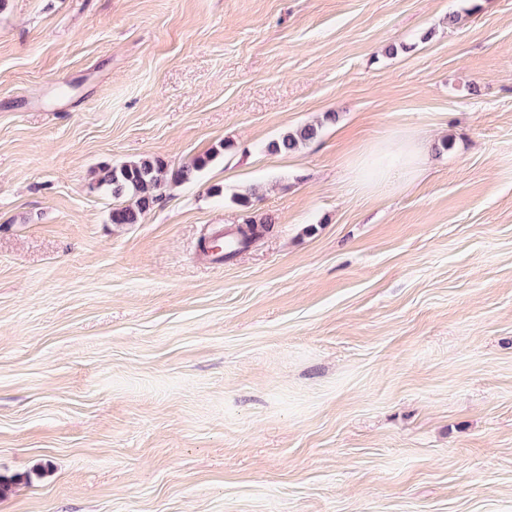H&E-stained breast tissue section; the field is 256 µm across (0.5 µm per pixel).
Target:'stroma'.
Here are the masks:
<instances>
[{"instance_id": "35a3bbf8", "label": "stroma", "mask_w": 512, "mask_h": 512, "mask_svg": "<svg viewBox=\"0 0 512 512\" xmlns=\"http://www.w3.org/2000/svg\"><path fill=\"white\" fill-rule=\"evenodd\" d=\"M403 136L412 179L353 182ZM207 154L139 224L90 189ZM0 478V512H512V0H0ZM336 121V115L332 112L324 113L323 118L316 124H304L293 130L285 132L278 140L273 141L269 148L275 152L296 153L314 141L323 126ZM243 223L246 226V230H244L242 227H240L239 232H238L239 236L242 238V240L240 242L241 247L234 250L233 252H231L229 254H225L224 259L232 257L236 253V251H238L239 249H241L243 247H246V246L248 247V245L252 241H254L258 237H260L266 233H269L273 229L272 222L268 221V220L257 224V222L255 220H253L252 217H246V219H244Z\"/></svg>"}]
</instances>
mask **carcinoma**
<instances>
[{
  "label": "carcinoma",
  "instance_id": "carcinoma-1",
  "mask_svg": "<svg viewBox=\"0 0 512 512\" xmlns=\"http://www.w3.org/2000/svg\"><path fill=\"white\" fill-rule=\"evenodd\" d=\"M336 121V113L326 112L316 124H304L285 132L269 148L275 152L296 153L314 141L323 126ZM215 157L208 154L197 157L177 168H167L158 159L149 157L127 161L119 166L101 168L94 188L106 191L119 204L112 208L110 222L115 225L141 223L147 212L153 209L163 197V189L169 184H182L194 180L197 174ZM245 228L239 229L241 246L246 247L258 237L272 231L270 221L256 222L244 219Z\"/></svg>",
  "mask_w": 512,
  "mask_h": 512
}]
</instances>
